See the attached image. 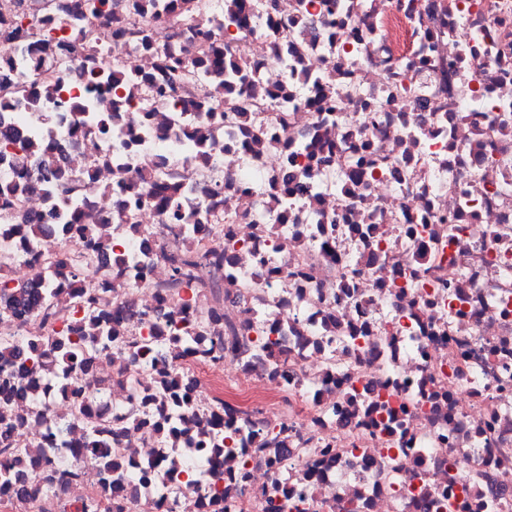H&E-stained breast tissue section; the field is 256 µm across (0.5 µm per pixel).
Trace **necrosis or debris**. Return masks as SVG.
<instances>
[{
	"mask_svg": "<svg viewBox=\"0 0 512 512\" xmlns=\"http://www.w3.org/2000/svg\"><path fill=\"white\" fill-rule=\"evenodd\" d=\"M61 32L113 84L63 75L45 103L81 210L45 242L42 197L14 198L0 155V280L96 239L111 266L50 282L55 312L15 314L21 345L112 313L115 343L68 368L0 367V512H512V0H207L130 44L132 0ZM223 20L241 63L230 106L142 111L125 86L164 81ZM131 116L72 132L82 100ZM176 168L184 213L142 168ZM211 255L188 284L172 260ZM99 425L88 434L87 423ZM112 458L116 466L104 471Z\"/></svg>",
	"mask_w": 512,
	"mask_h": 512,
	"instance_id": "obj_1",
	"label": "necrosis or debris"
}]
</instances>
